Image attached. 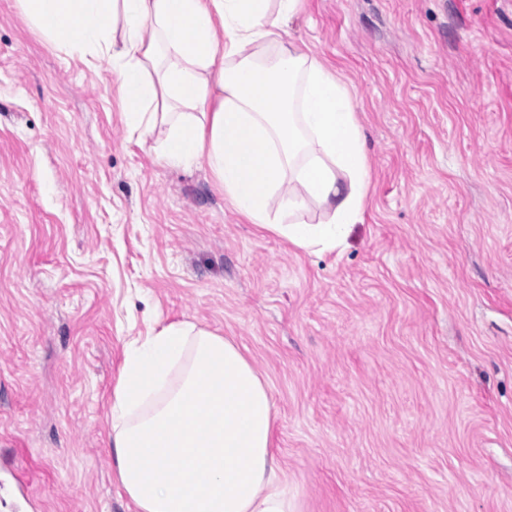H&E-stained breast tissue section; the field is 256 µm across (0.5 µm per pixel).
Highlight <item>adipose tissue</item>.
Segmentation results:
<instances>
[{
    "label": "adipose tissue",
    "instance_id": "adipose-tissue-1",
    "mask_svg": "<svg viewBox=\"0 0 512 512\" xmlns=\"http://www.w3.org/2000/svg\"><path fill=\"white\" fill-rule=\"evenodd\" d=\"M302 2L16 0L56 50L111 63L124 122L160 162L205 164L250 223L324 254L360 221L371 177L349 88L282 37ZM273 427L231 340L181 321L126 348L111 448L137 512H297Z\"/></svg>",
    "mask_w": 512,
    "mask_h": 512
}]
</instances>
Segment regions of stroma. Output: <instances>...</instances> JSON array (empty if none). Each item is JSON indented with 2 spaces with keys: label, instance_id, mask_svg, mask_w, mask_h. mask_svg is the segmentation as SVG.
Segmentation results:
<instances>
[{
  "label": "stroma",
  "instance_id": "obj_1",
  "mask_svg": "<svg viewBox=\"0 0 512 512\" xmlns=\"http://www.w3.org/2000/svg\"><path fill=\"white\" fill-rule=\"evenodd\" d=\"M285 29L367 134L363 219L321 256L159 164L111 65L0 0V512H136L112 391L180 320L265 377L299 512H512V0H305Z\"/></svg>",
  "mask_w": 512,
  "mask_h": 512
}]
</instances>
